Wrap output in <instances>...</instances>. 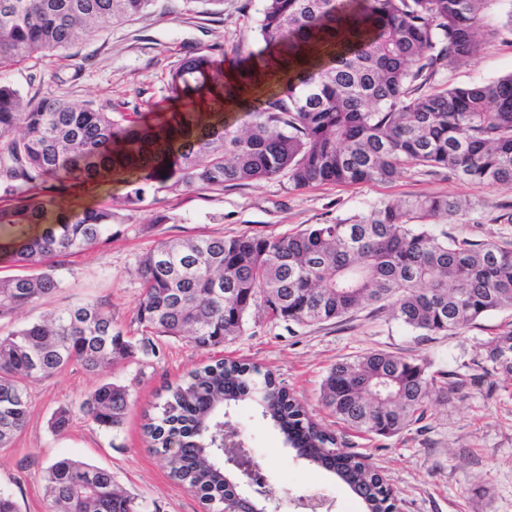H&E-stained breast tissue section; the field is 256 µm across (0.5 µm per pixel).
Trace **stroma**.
Wrapping results in <instances>:
<instances>
[{"instance_id": "stroma-1", "label": "stroma", "mask_w": 512, "mask_h": 512, "mask_svg": "<svg viewBox=\"0 0 512 512\" xmlns=\"http://www.w3.org/2000/svg\"><path fill=\"white\" fill-rule=\"evenodd\" d=\"M261 0H224L217 6L185 0H154L144 13L102 25L96 35L52 59H29L0 71V81L27 98L49 94L80 104L92 101L139 113L146 124L173 109L168 80L172 70L198 52L215 58L248 54L262 47L258 35ZM484 35L475 58L439 69L426 90L493 81L512 72V0H489L480 21ZM127 183L112 181L84 191L73 181L57 199L62 209L92 205L112 208V238L79 254L52 259L62 292L0 322L10 331L58 308L98 300L131 338L140 281L141 254L158 240L201 235L282 236L312 224H327L368 210L376 203L415 196H457L473 207L461 220L435 225V233L470 242L512 245V189L460 181L447 170L412 167L390 181L357 185L295 187L287 175L227 186L221 190L161 189L129 204ZM512 330V310L490 313L456 334L425 336L386 313L363 309L318 325L270 319L262 308L248 316L234 342L209 350L184 338H155V352L91 373L71 365L30 387V418L11 447L0 449V491L10 493L21 512H46L44 472L68 455L111 470L116 483L134 497L140 512H206L199 497L170 477L143 431L159 416L168 386L215 359H233L271 371L321 424L335 430L349 451L365 456L397 497L399 512H512V377L487 373L488 341ZM384 351L428 362L430 372H455L458 383L435 396L423 420L391 438L359 435L337 423L323 406L321 383L342 360ZM125 386L129 408L117 429L99 427L79 403L99 383ZM72 407L66 433L48 425L60 407ZM230 421L257 467L267 494L280 512H305L302 498L328 491L330 512H358L349 490L285 445L253 400L228 409Z\"/></svg>"}]
</instances>
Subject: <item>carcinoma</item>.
<instances>
[{"mask_svg": "<svg viewBox=\"0 0 512 512\" xmlns=\"http://www.w3.org/2000/svg\"><path fill=\"white\" fill-rule=\"evenodd\" d=\"M153 0H0V69L44 59L92 37L101 25L132 17ZM486 0H262L258 31L268 57L249 54L239 90L266 98L234 127L200 124L201 91L215 79L214 58L187 59L168 81L183 110L138 129L112 104L77 105L57 96L24 100L0 82V229L39 224L14 263L39 266L112 237V207L56 211L73 179L102 182L135 174L125 200L154 183L170 191L215 190L282 173L297 187L390 181L409 166L446 169L459 180L512 187V73L494 81L419 92L439 69L477 56ZM468 205L446 197L381 201L368 211L283 236L162 239L138 260L141 294L133 342L102 303L88 301L0 335V448L27 426L30 386L71 364L95 372L130 359L151 337H184L207 350L243 335L262 302L272 318L311 325L370 308L425 335L460 331L512 309V249L436 235L433 224ZM51 271L0 278V320L62 290ZM496 372L512 376V331L491 340ZM448 390L424 360L373 351L334 364L321 384L323 405L347 428L391 438L421 421L432 396ZM161 416L146 427L172 477L209 512L234 505L216 451L224 406L258 394L262 415L285 443L326 469L360 500L387 512L391 488L366 460L341 451L269 373L233 360L192 371L167 388ZM127 389L98 385L79 411L119 428ZM72 410L49 419L63 433ZM49 512H138L112 472L62 456L45 475Z\"/></svg>", "mask_w": 512, "mask_h": 512, "instance_id": "cac0c4a2", "label": "carcinoma"}]
</instances>
